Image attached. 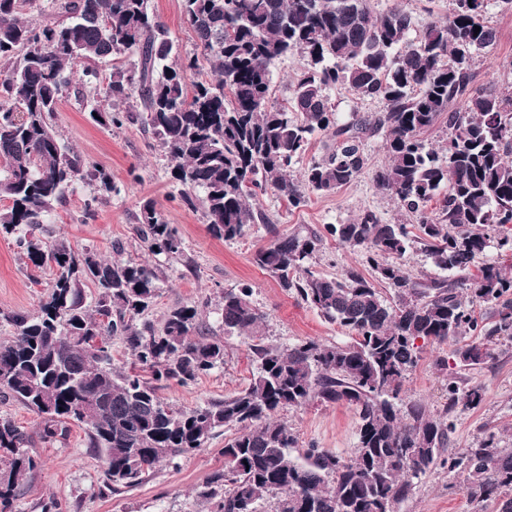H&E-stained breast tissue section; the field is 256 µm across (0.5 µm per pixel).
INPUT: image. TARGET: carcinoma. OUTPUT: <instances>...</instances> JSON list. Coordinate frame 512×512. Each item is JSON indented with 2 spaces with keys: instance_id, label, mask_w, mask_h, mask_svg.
<instances>
[{
  "instance_id": "carcinoma-1",
  "label": "carcinoma",
  "mask_w": 512,
  "mask_h": 512,
  "mask_svg": "<svg viewBox=\"0 0 512 512\" xmlns=\"http://www.w3.org/2000/svg\"><path fill=\"white\" fill-rule=\"evenodd\" d=\"M35 2L0 0V197L10 202L0 210V234L55 273L36 311L0 310V327L11 329L0 341V399L35 413L45 443L72 423L86 425L114 492L231 426L224 467L201 492L210 512H257L261 502L272 503V512H394L451 429L423 404L399 398L420 360L417 340L446 344L479 331L483 341L455 350L465 366L488 363L497 341L512 340V276L494 264L471 273L491 247L484 228L497 232L498 249L512 251V84L476 87L472 73L474 57L497 42L485 14L492 6L512 10V0H450L448 19L424 24L397 7L375 12L369 0H182L184 22L213 69L212 80L190 86L186 74L198 59H182L150 0H49L58 20L45 25L19 16ZM114 55L129 66L112 73L106 88L113 109L92 104L94 121L149 129L181 200L200 208L210 232L226 241L265 222L252 203L260 192L298 209L312 194L354 182L368 165L365 140L385 132L386 162L372 181L415 217L416 232L368 209L326 226L340 244L363 251L373 278L313 270L322 242L315 231L277 236L253 255L281 288L348 330L351 342L257 343L259 371L242 390L192 409L161 396L224 364V342L206 335L197 305L172 308L159 328L142 319L159 296L161 261L183 253L178 229L153 201L140 206L134 234L152 263L109 260L34 234L66 191L92 187V203L114 191L111 177L62 145L52 126L70 71L82 67L81 81L96 86V61ZM290 55L304 66L292 96L279 103L273 69ZM337 85L358 100L381 101L383 110L340 120L329 96ZM439 124L446 138L430 147L423 135ZM317 134L330 138L325 155L294 175ZM413 243L434 267L463 277L415 280L400 263ZM377 281L394 288L396 301L384 299ZM465 283L473 297L497 306L490 326L478 327L460 298ZM89 284L97 289L91 304ZM251 295L249 288L224 292V333L257 337L265 314ZM113 338L130 355V369L114 364ZM314 401L355 412L352 457L318 448L291 456L296 437L274 416ZM30 442L24 427L0 417V512H12L39 466ZM448 469L468 472L470 500L512 512V448L498 447L494 434L449 456Z\"/></svg>"
}]
</instances>
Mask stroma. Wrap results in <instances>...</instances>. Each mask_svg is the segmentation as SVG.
Instances as JSON below:
<instances>
[{"mask_svg": "<svg viewBox=\"0 0 512 512\" xmlns=\"http://www.w3.org/2000/svg\"><path fill=\"white\" fill-rule=\"evenodd\" d=\"M486 21L497 30L499 39L490 53L475 57V83L502 86L512 81V72L505 68L512 62V11L491 8ZM93 97L91 87L72 81L52 124L60 139L87 165L109 173L117 191L89 211L85 201L93 190L77 186L56 205L41 236L107 258L113 257L112 245L119 241L124 256L144 259L148 253L132 232L141 204L154 200L168 223L177 226L184 252L164 264L162 289L148 317L158 324L171 308L197 304L203 324L224 340V363L193 384L165 390L166 398L193 408L247 387L256 374L250 339L225 335L219 323L222 296L231 288H252L253 303L266 315L260 334L267 345L285 348L308 340L337 345L350 342L344 328L325 320L294 293L284 291L252 257L274 236L300 229L322 232L325 225L349 222L366 209L388 224L408 222V215L375 188L369 173L334 194L311 195L307 206L295 210L274 193L258 195L255 207L266 215V222L254 224L243 238L227 241L208 231L201 211L181 201L151 131L139 125L116 128L92 122L86 103ZM351 268L367 271L362 253L325 236L316 254V271L338 277ZM52 277V269L28 264L12 240L0 236V309L35 311ZM455 349L452 342L423 344L419 363L403 384L402 399L447 414L453 425L447 453L476 447L491 433L501 447L512 448V342L496 344V360L476 367L452 364ZM444 358L449 361L445 368L439 365ZM452 381L462 389L481 387L483 402L473 408L464 400H451L448 384ZM4 416L33 434L29 452L40 461L14 501L13 512H42L43 505L52 500L58 503V512H209L200 491L207 477L223 468L221 450L234 433L233 428H223L195 454L161 465L142 484L115 492L104 484V460L88 448L83 427L72 426L65 440L47 444L37 437L39 417L20 403L0 402V417ZM278 418L292 428L299 449L315 446L347 458L357 446V418L348 407L313 402L280 411ZM465 485L464 471L436 463L431 472L416 480L410 497L397 505L396 512H493V503L470 500Z\"/></svg>", "mask_w": 512, "mask_h": 512, "instance_id": "obj_1", "label": "stroma"}]
</instances>
